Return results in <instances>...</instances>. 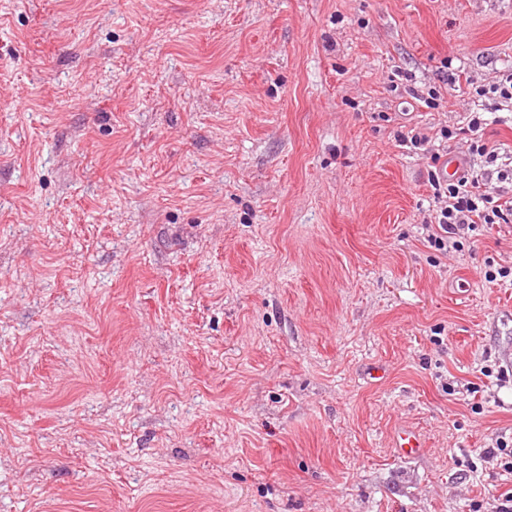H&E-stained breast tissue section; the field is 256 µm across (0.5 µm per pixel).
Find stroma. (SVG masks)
Here are the masks:
<instances>
[{"mask_svg": "<svg viewBox=\"0 0 512 512\" xmlns=\"http://www.w3.org/2000/svg\"><path fill=\"white\" fill-rule=\"evenodd\" d=\"M510 75L512 0H0V512H495L512 223L429 178L512 198ZM437 196L443 193L448 199L440 207L437 215V226L440 233L434 234L432 241L435 246L445 247V240L450 235H456L465 227L470 229L474 224H509L512 218V201L498 204L493 198L476 190L473 174L465 170L455 179L447 182L440 181L436 171L431 174ZM438 187V188H437ZM393 448L404 458H413L421 454L424 444L420 437L412 431L399 432L393 439Z\"/></svg>", "mask_w": 512, "mask_h": 512, "instance_id": "obj_1", "label": "stroma"}]
</instances>
